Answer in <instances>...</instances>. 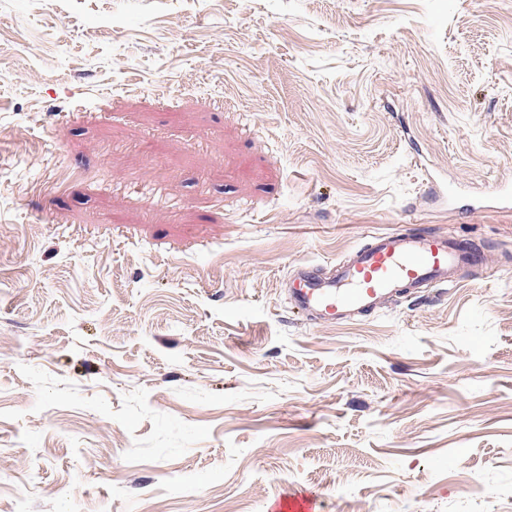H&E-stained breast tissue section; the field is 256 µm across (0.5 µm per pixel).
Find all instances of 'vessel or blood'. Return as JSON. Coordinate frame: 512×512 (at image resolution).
<instances>
[{
  "label": "vessel or blood",
  "mask_w": 512,
  "mask_h": 512,
  "mask_svg": "<svg viewBox=\"0 0 512 512\" xmlns=\"http://www.w3.org/2000/svg\"><path fill=\"white\" fill-rule=\"evenodd\" d=\"M482 259L464 240L430 229L372 235L327 275L303 268L289 298L297 312L320 323L344 322L376 312L387 300L417 294L477 271ZM270 512H316L309 495L278 497Z\"/></svg>",
  "instance_id": "b4317fda"
}]
</instances>
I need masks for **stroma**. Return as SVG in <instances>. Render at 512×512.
I'll return each instance as SVG.
<instances>
[{
  "label": "stroma",
  "mask_w": 512,
  "mask_h": 512,
  "mask_svg": "<svg viewBox=\"0 0 512 512\" xmlns=\"http://www.w3.org/2000/svg\"><path fill=\"white\" fill-rule=\"evenodd\" d=\"M512 0H0V512H512ZM424 226L483 268L320 324ZM272 512H316V501L309 495L279 496L269 506Z\"/></svg>",
  "instance_id": "obj_1"
}]
</instances>
